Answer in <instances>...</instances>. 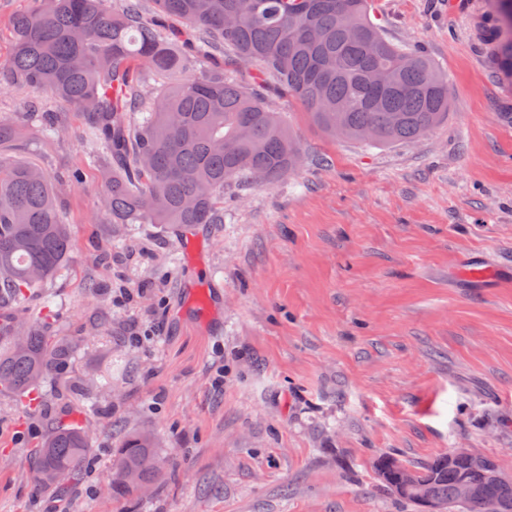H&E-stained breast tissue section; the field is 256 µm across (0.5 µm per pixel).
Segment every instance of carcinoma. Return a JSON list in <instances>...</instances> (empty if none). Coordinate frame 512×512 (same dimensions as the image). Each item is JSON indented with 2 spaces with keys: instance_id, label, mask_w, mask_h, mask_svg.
<instances>
[{
  "instance_id": "cac0c4a2",
  "label": "carcinoma",
  "mask_w": 512,
  "mask_h": 512,
  "mask_svg": "<svg viewBox=\"0 0 512 512\" xmlns=\"http://www.w3.org/2000/svg\"><path fill=\"white\" fill-rule=\"evenodd\" d=\"M11 21L0 64L12 86L48 92L79 113L89 143L112 165L103 195L114 224L224 223V185L273 184L303 157L262 90L224 77V48L260 66L332 138L366 145L414 143L448 119V78L414 46L388 41L370 20L372 0H37ZM485 35L512 79V0H490ZM195 60L206 64L185 75ZM23 133L0 117V296L20 301L68 261L71 243L56 187L42 167L13 157ZM40 313L0 325V391L28 395L71 355ZM153 436L131 433L115 463L152 486L165 463ZM35 483L78 479L88 439L61 425L36 451ZM378 480L416 507L451 502L462 512H512V478L494 459L446 453L418 465L389 455Z\"/></svg>"
}]
</instances>
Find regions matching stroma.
Here are the masks:
<instances>
[{
	"label": "stroma",
	"mask_w": 512,
	"mask_h": 512,
	"mask_svg": "<svg viewBox=\"0 0 512 512\" xmlns=\"http://www.w3.org/2000/svg\"><path fill=\"white\" fill-rule=\"evenodd\" d=\"M486 3L374 0L385 37L448 76V120L415 143L330 138L268 90L304 162L275 185L225 187L224 221L194 227L191 255L179 225L103 217L106 171L76 112L0 87L73 241L0 316L50 307L78 347L31 410L0 392V512H413L377 485L376 460L457 448L512 475V81L481 34ZM32 105L65 134L27 126ZM63 424L87 432L88 467L35 492L34 448ZM133 431L154 436L166 473L116 495Z\"/></svg>",
	"instance_id": "1"
}]
</instances>
